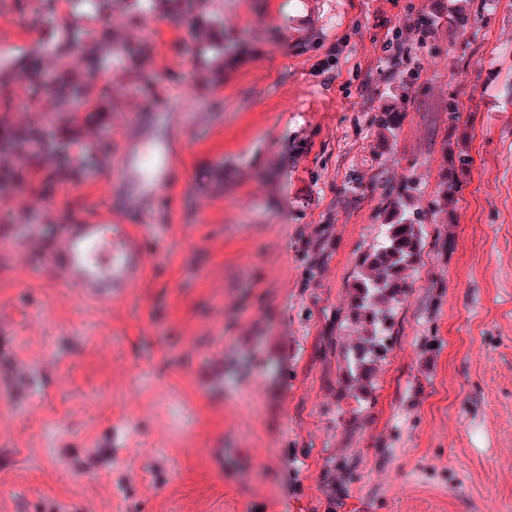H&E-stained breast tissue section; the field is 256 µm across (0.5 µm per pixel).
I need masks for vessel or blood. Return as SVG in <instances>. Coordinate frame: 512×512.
<instances>
[{
    "mask_svg": "<svg viewBox=\"0 0 512 512\" xmlns=\"http://www.w3.org/2000/svg\"><path fill=\"white\" fill-rule=\"evenodd\" d=\"M174 147L153 134L127 141L119 177L128 191L129 207L149 214L159 193L174 181ZM51 259L65 286L104 308H111L125 289L141 282L146 252L139 230L90 217L62 225L50 247Z\"/></svg>",
    "mask_w": 512,
    "mask_h": 512,
    "instance_id": "obj_1",
    "label": "vessel or blood"
}]
</instances>
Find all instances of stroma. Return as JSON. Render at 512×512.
I'll use <instances>...</instances> for the list:
<instances>
[{
	"label": "stroma",
	"instance_id": "obj_1",
	"mask_svg": "<svg viewBox=\"0 0 512 512\" xmlns=\"http://www.w3.org/2000/svg\"><path fill=\"white\" fill-rule=\"evenodd\" d=\"M199 6L216 23L201 42L160 5L53 0L42 19L0 0V67H56L64 21L118 40L83 111L0 91L27 102L12 122L51 125L58 164L91 169L0 203V512H512V0ZM144 42L136 71L123 50ZM148 126L179 170L151 220L114 179ZM463 149L458 199L436 207ZM401 190L422 262L357 394L356 264ZM105 214L148 254L108 314L16 254L20 225L48 245Z\"/></svg>",
	"mask_w": 512,
	"mask_h": 512
}]
</instances>
